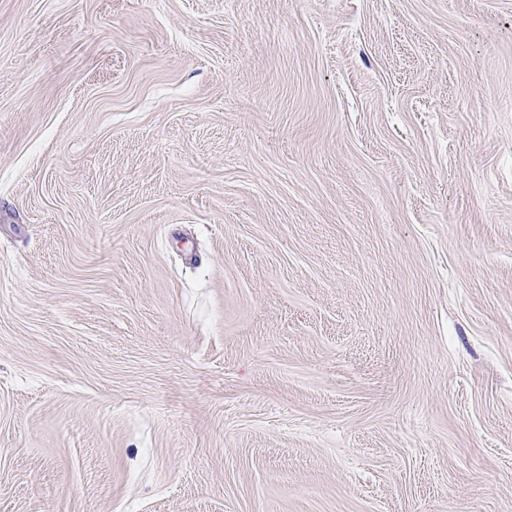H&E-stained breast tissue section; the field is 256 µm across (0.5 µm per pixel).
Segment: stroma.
<instances>
[{
    "instance_id": "1",
    "label": "stroma",
    "mask_w": 512,
    "mask_h": 512,
    "mask_svg": "<svg viewBox=\"0 0 512 512\" xmlns=\"http://www.w3.org/2000/svg\"><path fill=\"white\" fill-rule=\"evenodd\" d=\"M0 512H512V0H0Z\"/></svg>"
}]
</instances>
